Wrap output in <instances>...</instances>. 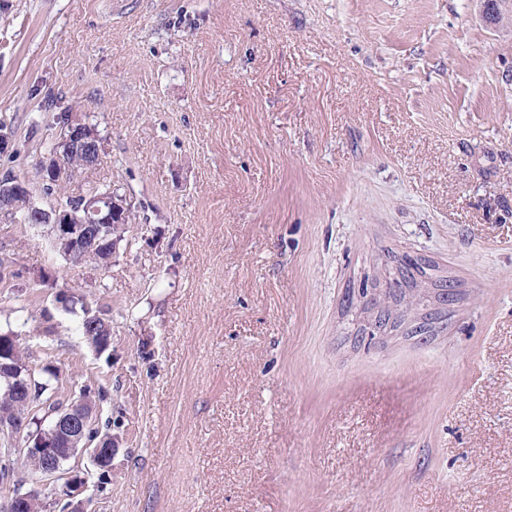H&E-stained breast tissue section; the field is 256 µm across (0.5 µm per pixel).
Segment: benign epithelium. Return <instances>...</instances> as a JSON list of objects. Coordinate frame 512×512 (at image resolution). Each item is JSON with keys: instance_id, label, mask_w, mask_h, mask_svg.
<instances>
[{"instance_id": "1", "label": "benign epithelium", "mask_w": 512, "mask_h": 512, "mask_svg": "<svg viewBox=\"0 0 512 512\" xmlns=\"http://www.w3.org/2000/svg\"><path fill=\"white\" fill-rule=\"evenodd\" d=\"M484 20L496 29L512 28V0H478ZM62 150L52 151L39 162L38 172L42 182L51 187L69 188L70 198L76 206L55 207L44 210L31 205L34 223L50 226L55 246L67 257L83 250L88 243H96L111 236L118 225L129 223L132 205L126 196L116 192L109 196H92L71 188L75 169L68 155L78 153L83 157L82 167L94 166L103 148V139L96 127L80 116L70 114L64 127ZM19 198H31L27 178L11 177L0 180V213H10ZM52 421L41 431L36 441L28 444L25 453L44 461L43 477L54 475L61 462L74 457L76 448H62V442H71L88 424L89 418L80 403L71 401L51 412ZM28 421L18 418L15 408L0 405V430L21 436Z\"/></svg>"}]
</instances>
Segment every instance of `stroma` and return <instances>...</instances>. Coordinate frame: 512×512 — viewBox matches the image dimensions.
<instances>
[{
	"label": "stroma",
	"instance_id": "stroma-1",
	"mask_svg": "<svg viewBox=\"0 0 512 512\" xmlns=\"http://www.w3.org/2000/svg\"><path fill=\"white\" fill-rule=\"evenodd\" d=\"M83 113L136 214L108 269L0 217V331L92 380L87 512H512V30L475 0H0V179ZM458 299L357 341L396 257ZM82 296L112 321L96 353ZM96 318L94 314L84 309V316L81 320L80 331L87 343L98 353L108 349L111 344L112 335L102 331V324L95 326ZM90 421V424L85 428L83 435L77 439L75 445L81 448L87 444L86 448H81V451H88L90 457L92 459H96L98 462L112 463V459L115 455V448H103L102 445H97L90 448L88 445L89 443L96 444L102 438H112V434H102L98 425L95 424L93 416L91 417Z\"/></svg>",
	"mask_w": 512,
	"mask_h": 512
}]
</instances>
